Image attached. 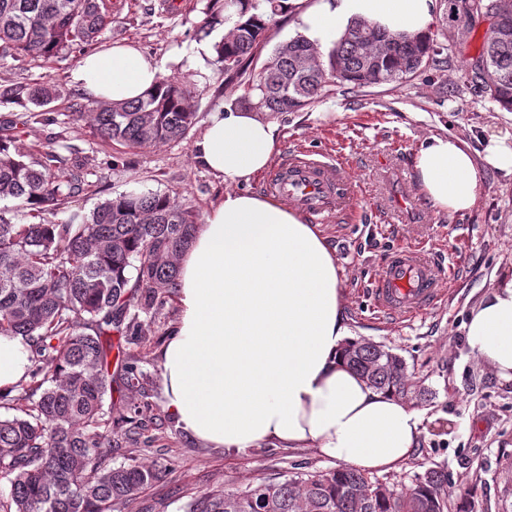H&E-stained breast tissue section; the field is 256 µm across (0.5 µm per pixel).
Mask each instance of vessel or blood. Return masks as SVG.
<instances>
[{
  "mask_svg": "<svg viewBox=\"0 0 512 512\" xmlns=\"http://www.w3.org/2000/svg\"><path fill=\"white\" fill-rule=\"evenodd\" d=\"M261 187L315 223L341 210L353 193L352 185L341 183L335 159L312 158L297 150L265 175ZM446 278V269L423 247H398L370 290L378 316L398 321L422 314L441 301L439 285Z\"/></svg>",
  "mask_w": 512,
  "mask_h": 512,
  "instance_id": "obj_1",
  "label": "vessel or blood"
}]
</instances>
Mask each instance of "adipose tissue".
Wrapping results in <instances>:
<instances>
[{
    "label": "adipose tissue",
    "instance_id": "1",
    "mask_svg": "<svg viewBox=\"0 0 512 512\" xmlns=\"http://www.w3.org/2000/svg\"><path fill=\"white\" fill-rule=\"evenodd\" d=\"M300 35L325 49L363 21L411 36L435 24L436 0H286ZM163 74L150 56L116 43L72 73L92 99L146 95ZM277 123L257 112L213 113L194 150L229 189L180 257L178 319L162 348L165 404L192 438L229 451L262 442L311 445L367 471L411 456L422 416L404 398L372 389L341 356L351 332L336 255L318 225L272 198L240 190L265 171ZM431 207L471 210L479 168L455 136L434 135L414 157ZM472 352L512 379V272L491 286L464 325ZM22 337L0 336V391L31 365Z\"/></svg>",
    "mask_w": 512,
    "mask_h": 512
}]
</instances>
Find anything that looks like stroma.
<instances>
[{"label": "stroma", "instance_id": "35a3bbf8", "mask_svg": "<svg viewBox=\"0 0 512 512\" xmlns=\"http://www.w3.org/2000/svg\"><path fill=\"white\" fill-rule=\"evenodd\" d=\"M124 0L102 37V45L136 44L153 57L165 75L195 92L197 121L177 142L132 148L98 137L74 120L80 89L71 73L79 57L51 61L0 58V85L51 81L59 96L46 110L50 120L31 117L15 104L0 103V122L12 125L23 146L41 154L58 141L76 145L86 174L79 195L60 205L54 221L90 212L101 201L134 190L166 192L189 203L199 216L223 197L225 184L195 158L193 147L211 113L233 110L263 65L255 59L233 83L211 63L196 64L193 47L207 0ZM451 26L440 19L432 28L444 58L422 68L410 81L349 91L329 85L319 102L275 115L279 125L276 156L303 149L313 156L342 157L356 189L353 220L337 216L320 229L336 252L344 295V316L352 335L392 348L405 359L414 382L428 388L420 404L423 422L411 458L400 468L379 473L381 481L410 485L423 465L443 463L448 480L474 493L476 512H512V381L479 363L467 344L464 325L489 286L512 270V175L482 165L481 192L465 213H445L425 202L414 175L420 142L453 134L481 160L492 136L512 135V112L485 97L470 65L481 48L484 27L457 48ZM411 200L399 211V196ZM417 243L438 257L451 273L439 305L416 318L380 320L370 288L389 254ZM178 319L175 290L158 310L140 313L133 333L112 339L137 360L146 376L143 389L116 387L112 397V451L106 464L140 463L161 468L128 512H182L200 494L224 488L243 491L288 472L336 468L318 449L261 443L229 452L188 436L167 411L160 351ZM140 407L137 422H126L128 405Z\"/></svg>", "mask_w": 512, "mask_h": 512}]
</instances>
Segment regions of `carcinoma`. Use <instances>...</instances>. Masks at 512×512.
Listing matches in <instances>:
<instances>
[{
    "instance_id": "carcinoma-1",
    "label": "carcinoma",
    "mask_w": 512,
    "mask_h": 512,
    "mask_svg": "<svg viewBox=\"0 0 512 512\" xmlns=\"http://www.w3.org/2000/svg\"><path fill=\"white\" fill-rule=\"evenodd\" d=\"M474 5L458 19L468 42L480 14L499 17L471 65L472 78L490 100L512 111V0H460ZM199 27L209 36L227 22L228 35L213 43L214 64L228 80L259 56L266 32L283 14L281 0H208ZM112 24V0H0V57L51 60L91 49ZM431 35L391 34L364 22L353 25L323 53L298 35L273 50L243 104L262 112H292L319 101L334 83L360 89L403 83L428 64L437 65ZM56 96L49 83L0 87V101L27 109ZM192 91L163 77L146 97L89 106L76 113L97 135L132 147L183 140L195 125ZM69 167L53 149L25 151L9 125L0 127V201L15 200L33 221L17 224L0 209V336L30 343L31 367L0 393V405L18 411L0 417V478L10 484L0 512H123L155 482L153 466H108L112 451L113 383L140 385L134 358L111 360L112 331L136 323L134 310L161 306L160 295L177 286L178 260L190 246L198 217L167 193L107 199L66 222L47 219L85 182L79 149ZM135 276H130V271ZM345 361L372 388L417 400L428 392L410 378L404 359L378 343L353 340ZM117 370H112V364ZM448 470L432 463L397 488L342 465L325 471L284 474L242 492L216 489L186 504L183 512H448Z\"/></svg>"
}]
</instances>
